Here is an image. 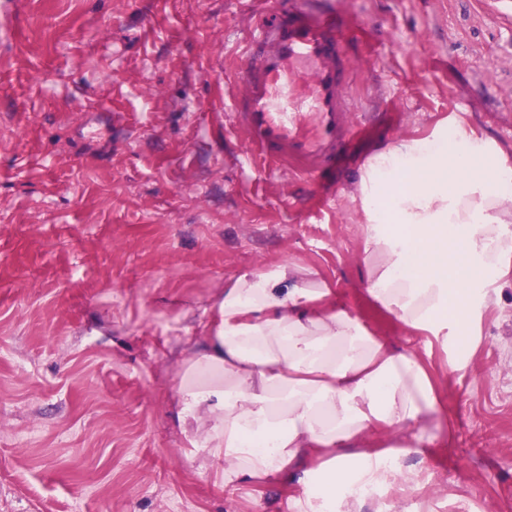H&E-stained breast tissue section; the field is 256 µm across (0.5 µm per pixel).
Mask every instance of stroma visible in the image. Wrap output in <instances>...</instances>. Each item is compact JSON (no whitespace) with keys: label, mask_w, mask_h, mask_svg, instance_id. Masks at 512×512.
Here are the masks:
<instances>
[{"label":"stroma","mask_w":512,"mask_h":512,"mask_svg":"<svg viewBox=\"0 0 512 512\" xmlns=\"http://www.w3.org/2000/svg\"><path fill=\"white\" fill-rule=\"evenodd\" d=\"M350 16L358 130L335 190L264 171L230 124L260 0L0 7V512H289L295 485L225 488L171 410L229 278L317 270L437 381L449 441L388 512H512V287L449 373L365 293L360 176L462 123L512 162V0H321Z\"/></svg>","instance_id":"obj_1"}]
</instances>
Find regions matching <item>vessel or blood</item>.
<instances>
[{
	"mask_svg": "<svg viewBox=\"0 0 512 512\" xmlns=\"http://www.w3.org/2000/svg\"><path fill=\"white\" fill-rule=\"evenodd\" d=\"M346 19L290 0L246 51L232 122L269 170L323 177L354 129Z\"/></svg>",
	"mask_w": 512,
	"mask_h": 512,
	"instance_id": "1",
	"label": "vessel or blood"
}]
</instances>
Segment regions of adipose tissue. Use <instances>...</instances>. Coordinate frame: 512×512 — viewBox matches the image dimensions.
<instances>
[{"instance_id":"obj_1","label":"adipose tissue","mask_w":512,"mask_h":512,"mask_svg":"<svg viewBox=\"0 0 512 512\" xmlns=\"http://www.w3.org/2000/svg\"><path fill=\"white\" fill-rule=\"evenodd\" d=\"M458 125L429 143L401 140L360 178L367 292L404 327L441 332L449 372L483 342L474 293L500 273L512 223V169ZM311 270L282 262L227 281L188 340L174 416L191 458L225 484L296 483L295 512H362L353 484L418 487L405 459L448 422L435 382L409 351L373 336Z\"/></svg>"}]
</instances>
